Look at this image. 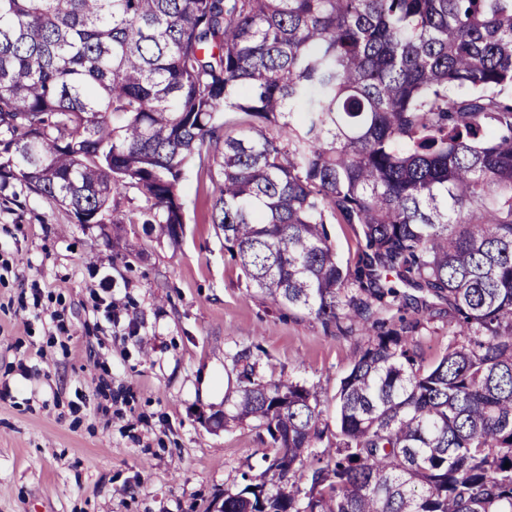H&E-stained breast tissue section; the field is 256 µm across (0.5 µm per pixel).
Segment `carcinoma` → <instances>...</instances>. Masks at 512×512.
<instances>
[{"label": "carcinoma", "mask_w": 512, "mask_h": 512, "mask_svg": "<svg viewBox=\"0 0 512 512\" xmlns=\"http://www.w3.org/2000/svg\"><path fill=\"white\" fill-rule=\"evenodd\" d=\"M203 157L250 286L366 335L334 432L314 387L244 366L224 422L276 481L224 512H512V0H0V190L175 245ZM401 284L448 301L431 366ZM330 240L336 248L341 262L346 265L353 263L356 251V235L350 224H327Z\"/></svg>", "instance_id": "cac0c4a2"}]
</instances>
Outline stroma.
I'll use <instances>...</instances> for the list:
<instances>
[{
	"instance_id": "35a3bbf8",
	"label": "stroma",
	"mask_w": 512,
	"mask_h": 512,
	"mask_svg": "<svg viewBox=\"0 0 512 512\" xmlns=\"http://www.w3.org/2000/svg\"><path fill=\"white\" fill-rule=\"evenodd\" d=\"M184 236L172 245L144 224L77 223L64 208L21 185L0 192V512H206L267 469L268 447L251 422L213 432L204 424L238 387L248 352L257 380L290 376L315 387L323 420L336 424L334 396L363 332L327 328L258 295L211 222L215 185L192 165L179 186ZM111 281L118 332L91 293ZM63 294L73 325L71 352H19V339L43 335L30 312L31 285ZM451 326L437 304L419 330L426 363L442 355ZM25 360L19 376L11 365ZM113 389L130 390L112 418L87 407L71 428L75 392L94 396L101 361ZM222 396L203 399V378Z\"/></svg>"
}]
</instances>
